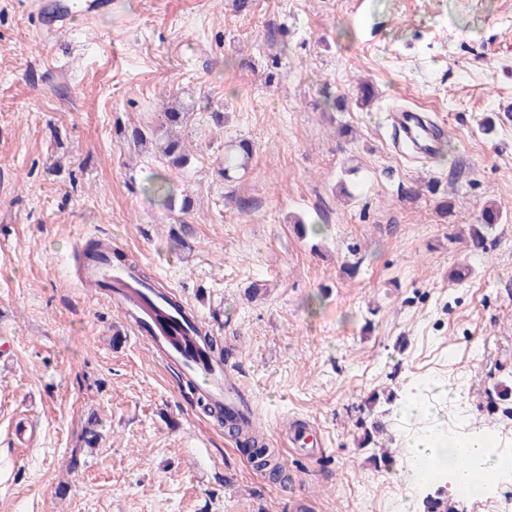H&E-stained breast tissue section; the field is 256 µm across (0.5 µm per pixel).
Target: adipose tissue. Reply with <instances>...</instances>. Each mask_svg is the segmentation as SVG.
<instances>
[{
    "label": "adipose tissue",
    "mask_w": 512,
    "mask_h": 512,
    "mask_svg": "<svg viewBox=\"0 0 512 512\" xmlns=\"http://www.w3.org/2000/svg\"><path fill=\"white\" fill-rule=\"evenodd\" d=\"M401 417L421 421L419 432L408 435L406 445L410 459L431 460L446 469L450 488H465L471 497L484 496L499 479L503 460L480 433L470 434L456 444L436 442L434 434L446 426L447 417L441 408L416 398H406L398 409Z\"/></svg>",
    "instance_id": "obj_1"
}]
</instances>
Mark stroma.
Instances as JSON below:
<instances>
[{"label": "stroma", "mask_w": 512, "mask_h": 512, "mask_svg": "<svg viewBox=\"0 0 512 512\" xmlns=\"http://www.w3.org/2000/svg\"><path fill=\"white\" fill-rule=\"evenodd\" d=\"M171 106L190 112L181 167L131 137ZM403 108L443 127L441 157L394 150ZM242 139L249 167L224 177ZM156 172L191 201L190 233L144 191ZM489 205L509 221L475 252ZM93 240L232 344L279 474L118 299L82 287ZM461 263L473 275L450 280ZM434 377L512 439L495 393L512 387V0H112L50 37L28 0H0V512H288L298 493L313 512H395L404 432L383 416L375 466L361 402ZM299 421L322 453L290 446Z\"/></svg>", "instance_id": "stroma-1"}]
</instances>
